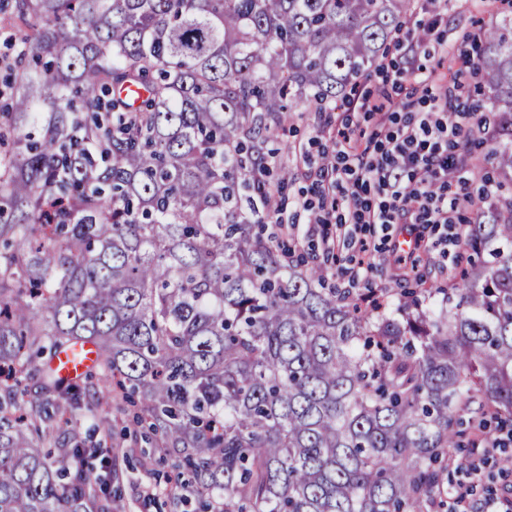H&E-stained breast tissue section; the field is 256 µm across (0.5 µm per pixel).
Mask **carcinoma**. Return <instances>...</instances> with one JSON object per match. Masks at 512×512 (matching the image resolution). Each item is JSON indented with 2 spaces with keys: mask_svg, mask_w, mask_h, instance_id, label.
I'll return each mask as SVG.
<instances>
[{
  "mask_svg": "<svg viewBox=\"0 0 512 512\" xmlns=\"http://www.w3.org/2000/svg\"><path fill=\"white\" fill-rule=\"evenodd\" d=\"M473 38L482 122L512 116V0ZM417 0H15L0 172V512H97L67 433L89 386L52 362L97 348L194 512H445L469 428L512 429V251L441 288L362 303L262 233L269 133L328 112L377 67ZM130 86L144 96L127 102ZM512 178V146L491 155ZM506 214L468 245L512 246ZM451 306L452 313L446 310ZM47 355L42 365L36 358Z\"/></svg>",
  "mask_w": 512,
  "mask_h": 512,
  "instance_id": "1",
  "label": "carcinoma"
}]
</instances>
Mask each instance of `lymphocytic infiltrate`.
<instances>
[{
  "mask_svg": "<svg viewBox=\"0 0 512 512\" xmlns=\"http://www.w3.org/2000/svg\"><path fill=\"white\" fill-rule=\"evenodd\" d=\"M425 104L417 117L401 122L386 95H353L350 112L377 118L387 128L383 139L363 151L346 147L344 140L333 141L330 163L317 169L314 182L296 199L309 231L336 225L344 245L357 254L349 287L366 282L367 257L387 252L395 264H402L396 233L412 234L417 225L432 224L441 231L440 245L456 244L460 238L452 217L456 204L449 201L448 188L451 182L465 181L469 170L448 151L460 134L452 118L451 86L436 85ZM375 226L382 237L372 234ZM483 477L479 462L472 465L468 482L455 487L453 512H512V481L502 493L479 497L474 487Z\"/></svg>",
  "mask_w": 512,
  "mask_h": 512,
  "instance_id": "f902f5d3",
  "label": "lymphocytic infiltrate"
}]
</instances>
